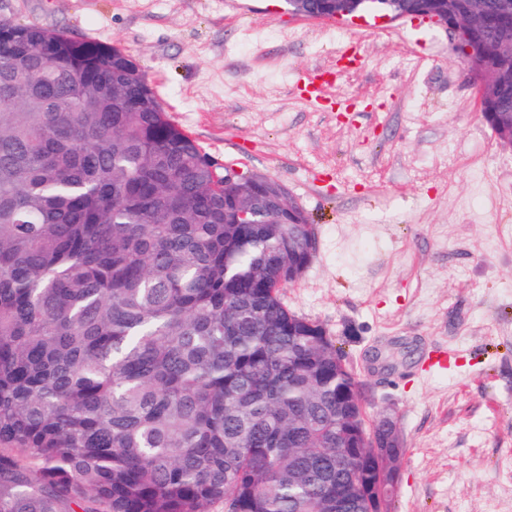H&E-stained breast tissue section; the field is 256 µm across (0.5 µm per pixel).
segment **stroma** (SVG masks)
<instances>
[{
    "mask_svg": "<svg viewBox=\"0 0 512 512\" xmlns=\"http://www.w3.org/2000/svg\"><path fill=\"white\" fill-rule=\"evenodd\" d=\"M1 18L119 47L203 152L309 216L316 257L281 297L341 348L370 418L396 412L393 512H512V149L448 32L313 27L282 0H0Z\"/></svg>",
    "mask_w": 512,
    "mask_h": 512,
    "instance_id": "stroma-1",
    "label": "stroma"
}]
</instances>
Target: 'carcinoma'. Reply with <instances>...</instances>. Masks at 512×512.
<instances>
[{
	"mask_svg": "<svg viewBox=\"0 0 512 512\" xmlns=\"http://www.w3.org/2000/svg\"><path fill=\"white\" fill-rule=\"evenodd\" d=\"M505 1L448 0L492 118ZM263 195L224 186L120 48L0 20V512H336L379 483L355 374L280 297L314 225L273 200L232 223Z\"/></svg>",
	"mask_w": 512,
	"mask_h": 512,
	"instance_id": "carcinoma-1",
	"label": "carcinoma"
}]
</instances>
